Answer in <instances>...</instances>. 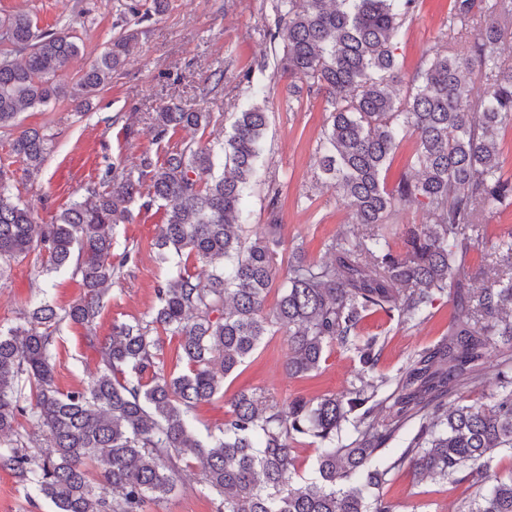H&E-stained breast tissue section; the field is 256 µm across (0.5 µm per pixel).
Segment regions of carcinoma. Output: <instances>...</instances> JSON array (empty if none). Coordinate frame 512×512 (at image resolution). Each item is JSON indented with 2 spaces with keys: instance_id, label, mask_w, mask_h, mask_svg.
I'll return each instance as SVG.
<instances>
[{
  "instance_id": "obj_1",
  "label": "carcinoma",
  "mask_w": 512,
  "mask_h": 512,
  "mask_svg": "<svg viewBox=\"0 0 512 512\" xmlns=\"http://www.w3.org/2000/svg\"><path fill=\"white\" fill-rule=\"evenodd\" d=\"M152 0L110 47L62 81L81 55L68 28H42L27 11L0 15V129L25 109L68 99L81 107L112 84L139 28L165 8ZM417 0H276L271 39L283 41L277 69L327 97L322 171L366 232L338 235L333 259L311 262L295 252L272 310L267 293L279 270L281 218L268 209L264 234L242 237L243 197L259 173L268 112L263 91L235 113L231 131L214 148L188 143L161 158L144 153L133 168L109 167L89 197L50 224L12 193V163L24 177L38 173L48 142L37 129L10 143L0 160V282L11 263L34 255L50 272L69 271L82 294L59 309L30 307L23 322L0 328V468L49 500L54 512H142L176 488L197 464L217 512H396L382 492L388 474L405 465L421 478L449 483L474 479L480 492L460 512H512V468L498 471V454H512V229L488 234L480 216L512 200L502 173L497 133L512 126V65L498 45L512 19V0H450L448 26L469 30L468 51L436 52L401 89L396 54L402 20ZM20 54L23 59L13 60ZM486 83L474 99L470 75ZM210 112L165 106L149 134L161 143L181 128L207 130ZM416 135V175L396 189L382 172L407 133ZM160 201L165 224L154 243L160 264L186 255L212 267L206 279L182 271L156 289L144 318L115 323L101 338L95 325L109 286L133 261L114 262V230L131 218L137 198ZM400 204L425 208L428 223L408 225L397 253L384 234ZM481 246L495 277L483 288L468 263ZM454 304L448 332L411 355L395 375L379 373L381 340L360 335L363 319L382 314L421 323L442 298ZM69 321L86 330L98 355L83 385L62 391L54 379V339ZM286 330L291 376L321 368L338 344L358 361L359 385L340 395L280 404L263 392L233 397L220 436L203 442L191 427L196 407L213 399L270 335ZM178 340L187 371L167 369L164 340ZM505 345L499 391L487 402L448 399L480 385L490 350ZM34 432L20 433L18 417ZM317 444L314 477L296 484L297 447ZM45 442L47 450L38 448ZM397 443L400 449L391 445Z\"/></svg>"
}]
</instances>
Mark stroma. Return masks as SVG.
<instances>
[{"mask_svg":"<svg viewBox=\"0 0 512 512\" xmlns=\"http://www.w3.org/2000/svg\"><path fill=\"white\" fill-rule=\"evenodd\" d=\"M131 0H0V13L25 10L42 25L71 27L79 38L84 61H92L118 36L119 18ZM273 0H168L167 9L143 22L144 33L112 83L98 93L89 109L74 103L54 102L19 115L15 126L0 129V158L22 131L35 128L45 134L49 152L39 176L31 182L16 180L14 194L36 203L35 218L51 223L56 215L86 195L111 165L128 164L142 153L160 148L147 131L150 118L164 105L212 113L217 127L230 128L233 112L253 94L264 89L268 97V128L259 167V178L245 191V233L260 235L269 201H276L282 216L284 245L277 261L287 267L292 249L300 245L308 260L325 262L332 254L327 245L337 232L362 233L351 213L325 181L320 168V144L329 106L325 96L289 90L288 78L277 74L268 24ZM449 0H419L417 10L405 20L397 54L404 77H411L433 53L468 48L474 37L448 27ZM254 69L252 84L238 74ZM222 81H214L215 71ZM133 126H125V118ZM132 219L114 232V251H133L136 261L123 269L112 285L96 321L98 336L107 337L116 322L139 319L157 303L156 288L165 269L203 273L201 263L171 256L159 265L154 241L164 222L158 205L137 200ZM80 294L71 273H45L35 256L13 262L0 288V327L19 324L36 300L67 307ZM453 308L448 301L436 304L422 324H396L380 314L363 322L365 334L385 333L379 369L395 374L408 357L435 344L448 330ZM83 327L62 322L55 338L54 373L64 391L86 382L97 367V356L88 347ZM288 337L284 332L265 337L258 350L224 381L222 396L201 404L193 414L197 437L207 439L224 424L229 401L242 391H262L285 403L297 396L315 398L349 390L358 364L351 353L332 347L330 357L317 372L289 376L285 369ZM397 512H459L468 496L466 485L418 480L409 467L392 472L383 487ZM216 497L201 483L198 471L181 472L176 489L165 500L149 501L143 512H215ZM0 512H53L49 500L26 491L13 472L0 469Z\"/></svg>","mask_w":512,"mask_h":512,"instance_id":"35a3bbf8","label":"stroma"}]
</instances>
